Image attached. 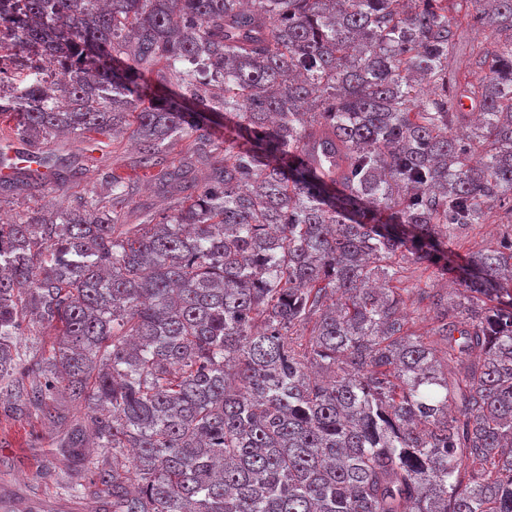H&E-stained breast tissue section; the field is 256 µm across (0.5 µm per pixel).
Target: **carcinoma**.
Returning <instances> with one entry per match:
<instances>
[{
  "instance_id": "obj_1",
  "label": "carcinoma",
  "mask_w": 512,
  "mask_h": 512,
  "mask_svg": "<svg viewBox=\"0 0 512 512\" xmlns=\"http://www.w3.org/2000/svg\"><path fill=\"white\" fill-rule=\"evenodd\" d=\"M5 45L53 40L45 86L21 65L0 116L33 147L114 135L187 192L119 223L134 181L0 224V394L66 419L61 447L112 451L102 512H512V0H23ZM499 39L471 45L467 19ZM215 70L191 72L186 60ZM224 112L166 165L188 129ZM33 171L0 180L12 192ZM452 274L392 288L400 261ZM427 303V334L406 329ZM57 330L36 368L24 322ZM195 137L196 134L189 131L183 137L177 138L167 154V164L177 166L184 158L189 157L195 148ZM505 228L502 224H479L458 232L450 246L461 255L475 252L481 248L497 243Z\"/></svg>"
}]
</instances>
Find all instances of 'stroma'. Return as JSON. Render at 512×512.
<instances>
[{
    "label": "stroma",
    "mask_w": 512,
    "mask_h": 512,
    "mask_svg": "<svg viewBox=\"0 0 512 512\" xmlns=\"http://www.w3.org/2000/svg\"><path fill=\"white\" fill-rule=\"evenodd\" d=\"M41 150L57 165L73 169L74 177L61 185L50 173L45 184L0 196V218L54 212L69 200L99 191V176L109 170L134 179L135 203L126 208L124 223H144L147 214L169 213L180 201L178 195L162 192L151 172L136 168L138 152L129 131L95 136L89 146L75 136H61ZM11 404L10 398L0 395V500L11 502L14 512H26L31 506L39 512H95L94 500L62 495L57 481L87 483L95 467L111 464V455L91 448L83 460L63 462L59 445L66 424H53L32 413L16 415Z\"/></svg>",
    "instance_id": "1"
}]
</instances>
